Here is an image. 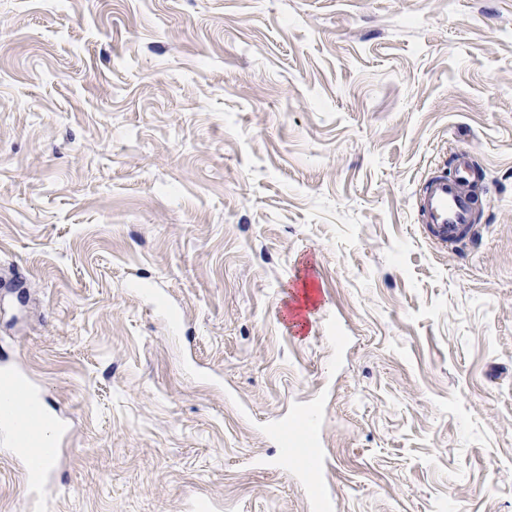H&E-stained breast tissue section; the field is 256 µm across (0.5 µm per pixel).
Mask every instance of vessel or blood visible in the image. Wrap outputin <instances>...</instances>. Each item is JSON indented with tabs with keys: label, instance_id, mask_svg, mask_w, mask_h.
Masks as SVG:
<instances>
[{
	"label": "vessel or blood",
	"instance_id": "vessel-or-blood-1",
	"mask_svg": "<svg viewBox=\"0 0 512 512\" xmlns=\"http://www.w3.org/2000/svg\"><path fill=\"white\" fill-rule=\"evenodd\" d=\"M478 174L471 152L464 149L454 154L452 176H434L425 183L417 207L424 229L434 243L454 248L466 244L474 229V201L469 187ZM33 405L34 400L26 390L6 380L0 382V445L10 448L14 445V435L24 437L18 457L24 464L29 484L27 509L28 512H45L56 449L41 419L20 422V415ZM273 434L280 444L290 446L299 475L320 469L321 460L306 448L307 442L318 434V415L314 407L298 412L293 422L277 424Z\"/></svg>",
	"mask_w": 512,
	"mask_h": 512
}]
</instances>
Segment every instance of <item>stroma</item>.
Here are the masks:
<instances>
[{
	"label": "stroma",
	"mask_w": 512,
	"mask_h": 512,
	"mask_svg": "<svg viewBox=\"0 0 512 512\" xmlns=\"http://www.w3.org/2000/svg\"><path fill=\"white\" fill-rule=\"evenodd\" d=\"M2 360L50 512H308L268 428L315 401L335 512H512V0H0ZM454 173L433 176L425 183L417 207L421 224L434 243L459 248L474 229V201L469 192L479 175L469 150L454 154Z\"/></svg>",
	"instance_id": "35a3bbf8"
}]
</instances>
